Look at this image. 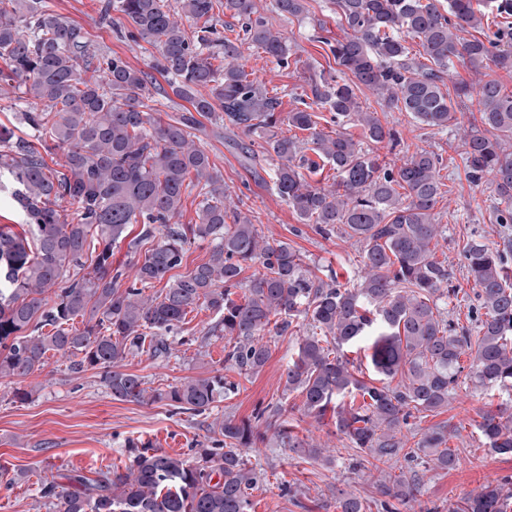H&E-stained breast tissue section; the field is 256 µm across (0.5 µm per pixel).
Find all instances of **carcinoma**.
<instances>
[{"instance_id":"obj_1","label":"carcinoma","mask_w":512,"mask_h":512,"mask_svg":"<svg viewBox=\"0 0 512 512\" xmlns=\"http://www.w3.org/2000/svg\"><path fill=\"white\" fill-rule=\"evenodd\" d=\"M334 4L345 31L331 47L336 75L312 81L313 105L283 113L280 99L239 64L245 44L277 65L290 51L255 0H181L179 13L166 0H104L101 19L117 11L132 26L130 37L157 46L149 72L101 53L51 0H0V58L10 67L0 80L12 89L29 86L44 102L40 110L19 113L35 140L0 127V171L18 184L13 197L28 223L24 233L0 226V378L42 372L52 351L76 370L102 371L114 400L164 402L203 414L237 385L215 375L148 388L143 377L125 370L129 357L145 351L171 356L175 341L169 334L204 305L221 317L224 362L240 373H257L269 358L267 337L287 334L303 316L309 323L297 358L288 363L285 388L301 395L306 415L319 422L336 406V431L376 461H417L426 472L458 466L445 427L427 430L413 448L400 434L409 419L448 407L468 352L476 384L512 389V280L504 267L512 240L496 249L477 240L464 246L484 319L475 336L457 330L440 307L456 289L448 287V267L432 257L443 237L433 213L442 195L438 156L422 150L386 168L349 133L319 129L312 106L329 110L339 126L350 121L362 127L375 144L394 145L396 132L376 113L362 111L359 86L375 93L384 108L408 112L439 132L456 120L454 99H476L479 117L465 137L464 166L476 182L491 177L497 223L512 224V93H504L493 76L496 69L512 70V27L482 39L461 37L469 28H483L485 14L471 0ZM274 8L293 17L307 11L305 0H274ZM222 9L241 21L233 39L218 35ZM181 13L200 23L195 38L182 27ZM404 33L420 40L421 57L409 56ZM455 59L481 76L476 88L443 90ZM154 72L189 104L166 123L144 103L157 82ZM205 120L262 136V153L277 160L275 190L300 221L323 236L341 224L360 244L356 282L344 286L312 274L288 242L266 238L238 210L227 212L224 179L196 135ZM281 125L309 136L270 132ZM306 145L318 160L306 157ZM52 151L62 152L59 170L44 159ZM319 160L336 170L328 187L303 174ZM189 178L202 196L198 222L179 224ZM67 198L77 204L70 219L56 209ZM132 224L142 228L128 243L132 284L124 288L126 269L112 267V243L128 237ZM154 238L156 245L139 255L142 243ZM92 241L101 247L92 258L94 270L77 279L70 270L85 266ZM198 241L210 244L207 260L165 280ZM250 265L256 272L245 281L242 272ZM163 280L165 288L145 294ZM78 318L80 327L74 325ZM374 325L369 359L388 380L381 386L362 382L345 355V347ZM348 395L362 402L346 407L340 400ZM479 430L491 451L512 454V408L487 414ZM209 432L222 437L220 447L196 448L186 458L131 443L124 468L95 479L72 475L71 489L45 478L41 492L53 512H249L257 473L245 456L260 435L250 422L229 416L211 423ZM275 439L281 448L323 457V448L304 445L284 428ZM422 480L412 470L380 483L379 490L405 505ZM336 512L367 510L360 497L340 490ZM459 512H512V489L487 484Z\"/></svg>"}]
</instances>
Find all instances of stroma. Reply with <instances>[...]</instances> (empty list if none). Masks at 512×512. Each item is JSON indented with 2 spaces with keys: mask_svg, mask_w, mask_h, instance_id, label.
Instances as JSON below:
<instances>
[{
  "mask_svg": "<svg viewBox=\"0 0 512 512\" xmlns=\"http://www.w3.org/2000/svg\"><path fill=\"white\" fill-rule=\"evenodd\" d=\"M51 2L104 53L119 55L138 68L147 67L157 57L151 44L126 37L130 25L121 14H114L112 23L102 22L101 0ZM272 4L273 0H257L260 11L291 42L287 66H275L255 47L244 48L242 62L251 80L280 97L281 109L286 112L298 107L300 99L310 97L311 78L335 73L329 42L343 37L344 32L331 0H307V11L298 18L279 15ZM356 94L362 108L378 113L381 123L400 135L398 145H377L383 164L400 165L421 150L438 155L444 194L433 213L444 227L445 238L433 257L447 265L450 281L458 290L444 312L451 324L474 329L477 301L463 248L473 239L494 248L503 237L512 238V224L495 221L488 179L472 182L462 162L463 140L477 110L476 101L462 105L455 125L435 135L407 113L380 111L372 91L360 88ZM200 137L224 177L231 207L249 215L266 237L287 241L310 268L333 269L342 282L357 277L359 247L352 245L343 231L326 237L313 225L300 223L274 189L275 161L243 164L237 145L246 142V135L232 127L220 130L209 124ZM217 321L213 311L197 307L181 324L176 334L178 345L170 358L155 359L144 353L129 359L126 366L153 388L217 374L236 382L235 393L204 415L178 413L161 403L113 400L100 371H76L70 360L58 355L49 358L41 374L23 383L0 378V512H51L40 492L46 476L96 478L98 473L125 465L126 446L131 441L173 454L208 448L212 445L208 426L214 418L250 421L268 406L281 407L279 424L299 440L321 446L325 456L317 460L302 457L277 447L271 438L249 451L250 465L261 474L250 497V512H336L340 489L365 499L371 512H456L461 501L482 485L512 479V455L491 452L478 429L484 413L497 411L504 404L512 406V394L482 389L463 376L447 408L403 429L414 443L428 428L447 426L448 446L459 454L460 466L448 472H427L415 501L408 505L384 500L377 491L379 480L408 471V463L365 461L363 452L350 448L337 434L333 420L318 422L304 415L301 396L286 391L282 379L297 350V335L272 337L264 367L241 375L224 361L225 340L214 330ZM18 385L31 390L28 401L13 399L11 391ZM356 461L361 467L355 471L351 465Z\"/></svg>",
  "mask_w": 512,
  "mask_h": 512,
  "instance_id": "obj_1",
  "label": "stroma"
}]
</instances>
